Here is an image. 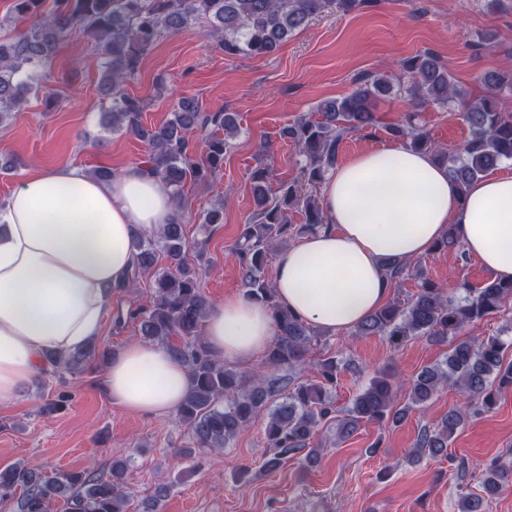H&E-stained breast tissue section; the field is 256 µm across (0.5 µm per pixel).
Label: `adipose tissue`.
I'll return each instance as SVG.
<instances>
[{
  "instance_id": "adipose-tissue-1",
  "label": "adipose tissue",
  "mask_w": 512,
  "mask_h": 512,
  "mask_svg": "<svg viewBox=\"0 0 512 512\" xmlns=\"http://www.w3.org/2000/svg\"><path fill=\"white\" fill-rule=\"evenodd\" d=\"M326 227L279 253L281 305L320 331L354 327L390 293L382 264L425 255L454 228L467 255L494 280L512 281V173L460 190L429 154L402 145L355 155L320 190ZM166 184L140 165L109 179L77 166L31 171L0 200V404L14 402L47 367L101 336L109 287L137 262L133 242L172 223ZM275 324L262 302L211 306L206 342L216 356L252 360ZM190 385L166 346L134 342L112 358L103 389L123 410L175 413Z\"/></svg>"
}]
</instances>
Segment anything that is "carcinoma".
Wrapping results in <instances>:
<instances>
[{
    "label": "carcinoma",
    "mask_w": 512,
    "mask_h": 512,
    "mask_svg": "<svg viewBox=\"0 0 512 512\" xmlns=\"http://www.w3.org/2000/svg\"><path fill=\"white\" fill-rule=\"evenodd\" d=\"M374 0H53L45 12V0H13L11 13L0 19V28L31 18L30 28L0 37V123L19 110L32 93L37 73L56 55L62 43L81 32L101 47L105 56L101 91L112 97V129L125 130L147 145L143 162L180 202L187 182H206L224 164L237 132L234 116L226 112L208 114L193 96L178 100L172 117L161 127L142 124L140 102L123 91L126 79L164 36L202 20L207 35L215 38L228 57H262L275 51L288 37L325 12L350 13ZM485 92L472 100L461 95L452 76L433 53L425 51L400 62L397 82L384 75L360 79L357 87L342 98L325 100L315 109L297 116L282 129L303 157L302 183H281L268 189L270 171L260 168L253 175L254 211L238 241L237 254L248 298L265 303L275 321V341L268 363L277 369L293 370L312 364L316 375L293 382L261 373L242 377L223 359L215 356L204 338L209 304L199 288L200 271L191 265L181 218H175L149 238H138L134 248L137 264L126 284L128 290L148 275L153 292L145 305L128 310L147 342L168 347L184 362L191 376V389L177 411L188 426L196 447L184 449L189 458L209 449L224 448L261 413H268L265 439L268 455L263 464L274 471L290 458L304 455L306 466L320 461L322 449L312 447L321 428L336 425V436L352 435L363 421H398L417 409L441 388L462 393L464 402L432 429L423 428L417 452L437 457L447 451L448 441L471 414L492 409L500 390L512 386V364L504 360L512 345L499 336L479 342L460 338L469 323L498 313L512 300V282L491 280L463 297H457L426 277L423 269L404 261L384 263L390 285L399 289L407 278L420 282L411 295L395 296L356 325L364 335L384 336L394 346L424 337L435 343L452 342L448 356L424 369L406 385V401L397 403L393 375L387 371L371 379L338 414L327 394L336 382L340 361L336 355L311 357L324 333L303 322L277 300L266 277L269 249L285 247L288 240L315 232L325 224L317 188L336 166L345 138L376 124L372 103L381 94L401 96L410 102L391 134L402 144L425 151L448 170L460 186L487 176L503 161L512 160V110L498 98L512 88V68L482 76ZM435 105L459 113L469 125L471 138L456 152L448 153L432 142L420 113ZM211 134L206 157L193 159L192 134L207 126ZM299 212L304 223L293 224L289 213ZM224 223L223 206L207 209L201 227L207 231ZM165 256L168 265L157 267ZM108 353L88 346L64 360L52 353L46 360L54 367L76 370L86 359ZM131 460L112 462L109 473L90 467L80 471H57L42 475L40 466L16 463L0 469V501L14 503L15 512H48L51 502L62 500L71 512H127L124 492ZM512 485V471L491 461L477 479V490L461 486L457 512H487L490 503ZM172 485L159 484L144 502L142 512H158Z\"/></svg>",
    "instance_id": "carcinoma-1"
}]
</instances>
